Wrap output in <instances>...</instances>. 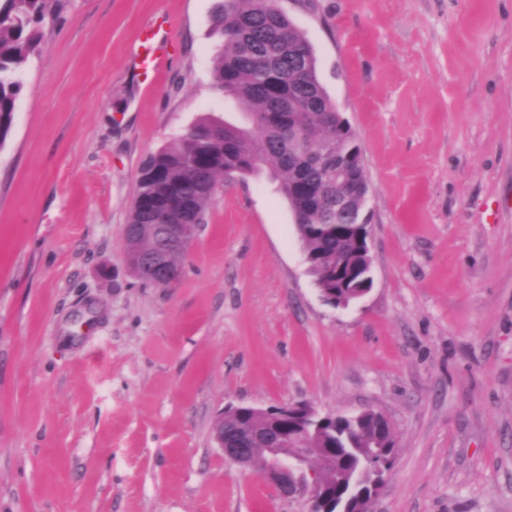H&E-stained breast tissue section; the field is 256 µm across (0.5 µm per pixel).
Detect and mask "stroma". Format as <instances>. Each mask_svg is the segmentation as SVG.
<instances>
[{"instance_id":"obj_1","label":"stroma","mask_w":512,"mask_h":512,"mask_svg":"<svg viewBox=\"0 0 512 512\" xmlns=\"http://www.w3.org/2000/svg\"><path fill=\"white\" fill-rule=\"evenodd\" d=\"M215 3L42 26L0 145V512H308L213 440L289 403L392 420L372 512H512V0H282L362 148L373 286L346 309L265 167L218 188L173 287L127 266L142 160L248 123L210 86ZM141 47L139 67L144 80L152 78L160 64L163 62V52L160 41H157V32L153 28H146L141 34Z\"/></svg>"}]
</instances>
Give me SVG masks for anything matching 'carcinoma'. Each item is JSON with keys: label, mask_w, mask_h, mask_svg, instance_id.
Masks as SVG:
<instances>
[{"label": "carcinoma", "mask_w": 512, "mask_h": 512, "mask_svg": "<svg viewBox=\"0 0 512 512\" xmlns=\"http://www.w3.org/2000/svg\"><path fill=\"white\" fill-rule=\"evenodd\" d=\"M55 2L0 0V145L12 127L27 63L39 52L40 27L52 16ZM211 28L221 39L212 61V87L249 108L252 130L207 115L147 157L128 223H154L149 213L157 207L173 212L187 207L195 223L203 224L206 203L224 177L255 171L264 162L299 221L296 231L312 261L309 274L327 303L359 299L366 255L348 218L334 208L336 194L350 191V184H336L328 166L307 170L311 195L296 189V137L316 148L329 139L332 154L339 157L361 153L355 132L318 78L306 35L276 0H217ZM290 127L297 135H288ZM126 241L131 252L151 253L158 246L157 238L145 232L128 235ZM275 431L286 454L300 445L318 449L322 493L316 512H362L378 476L373 449H385L391 461L398 447L393 427H379L371 410L357 420L329 419L316 429L291 419L278 421L272 413L224 414V436H252L251 465L260 472L266 464V438Z\"/></svg>", "instance_id": "1"}]
</instances>
